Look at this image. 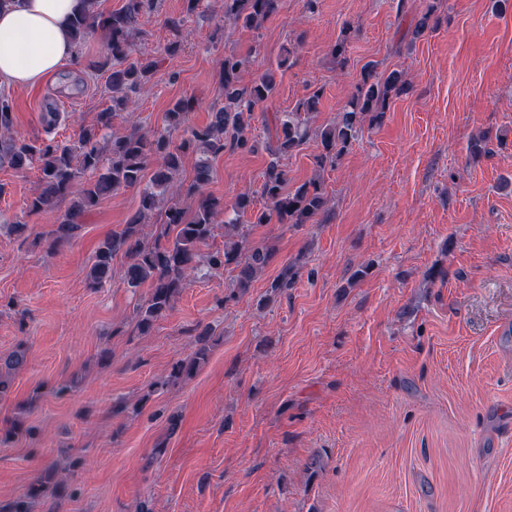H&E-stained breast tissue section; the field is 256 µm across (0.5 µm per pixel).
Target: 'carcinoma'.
Here are the masks:
<instances>
[{"label": "carcinoma", "mask_w": 512, "mask_h": 512, "mask_svg": "<svg viewBox=\"0 0 512 512\" xmlns=\"http://www.w3.org/2000/svg\"><path fill=\"white\" fill-rule=\"evenodd\" d=\"M182 15H172L165 26L172 35L166 52L175 53L184 33L186 16L196 12L200 0H184ZM224 23L258 30L276 11L278 0H221ZM155 0H125L122 8L107 15L98 10V0H84L83 9L70 24L74 47H82L87 36L102 33L103 51L91 67L102 69L112 61L125 59L128 40L135 31L139 16L154 7ZM438 25L435 7L427 6L415 24L414 34L434 30ZM351 26L343 28L331 55L340 68L348 64L346 52ZM158 58L132 62L124 67H110L107 77L112 92V106L98 114V124L109 128L121 112L131 120L128 132L112 139V147L103 153L97 131L82 129L71 144L53 141L36 144L14 130L11 100L0 97V164L8 163L15 170L39 165L40 187L28 204V212L46 217L56 225L48 250L53 252L70 241L81 227L84 211L102 197L124 189L139 190V208L129 223L107 236L97 247L89 272L94 288L111 279L114 257L121 253L127 259L122 280L131 289L148 286V297L138 308L137 328L147 334L155 322L171 308L174 299L190 276L199 272L232 268L233 294L244 296L253 280L275 258L276 251L267 245H252L248 227L223 220L231 210L235 215L247 214L252 199L242 192L231 201L205 191L211 179V159L224 150L254 153L259 148L271 156L261 187L265 204L254 214L255 224H307L329 210V199L320 183L313 179L294 189H286L288 175L280 158L300 146L315 132L321 151L315 156L316 169L333 165L356 138L361 126L378 125L394 98L410 89L405 74L393 70L385 76L375 73L371 65L363 69L362 81L344 111L336 120L312 127L320 93L317 91L300 102L295 111L274 120L267 127V140L259 143L252 137L251 120L255 110L270 101L276 92L275 72L268 71L250 83L241 82L245 58L235 53L224 55L221 62L224 106L212 113L208 124L183 129L186 115L194 107V99L181 98L165 112L162 133L144 132L132 120L136 112L133 94L146 84L160 66ZM184 130L180 141L170 134ZM197 156L190 182L181 180L184 160ZM77 193L66 210L59 208L62 198ZM224 225V248L203 254L200 246L214 234L216 225ZM211 329L197 333L195 349L172 368L170 380L190 377L204 363L210 351ZM26 362V350L18 348L8 357L0 358V398L11 389L10 375ZM31 429L17 420L0 429V446H6L20 434ZM68 494L64 481L41 477L29 489L12 499L0 500V512H30L34 498L58 499Z\"/></svg>", "instance_id": "cac0c4a2"}]
</instances>
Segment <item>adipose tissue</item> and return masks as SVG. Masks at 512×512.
Returning <instances> with one entry per match:
<instances>
[{
    "instance_id": "ef3b65f1",
    "label": "adipose tissue",
    "mask_w": 512,
    "mask_h": 512,
    "mask_svg": "<svg viewBox=\"0 0 512 512\" xmlns=\"http://www.w3.org/2000/svg\"><path fill=\"white\" fill-rule=\"evenodd\" d=\"M83 6V0H13L0 9V83L35 85L70 59V23Z\"/></svg>"
}]
</instances>
